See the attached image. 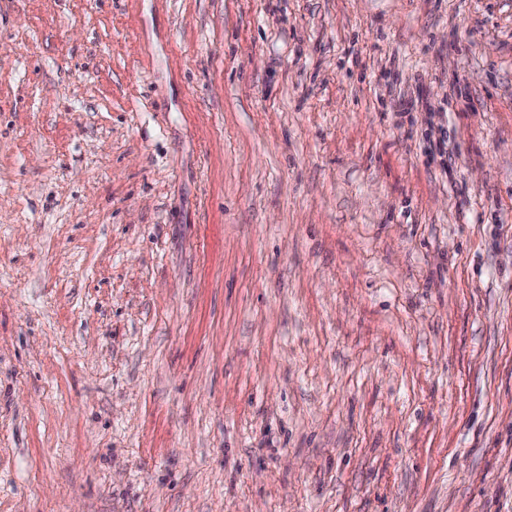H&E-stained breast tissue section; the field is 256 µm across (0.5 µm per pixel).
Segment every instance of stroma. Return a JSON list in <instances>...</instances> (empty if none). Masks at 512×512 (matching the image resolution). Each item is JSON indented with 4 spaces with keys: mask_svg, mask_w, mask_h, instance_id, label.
Here are the masks:
<instances>
[{
    "mask_svg": "<svg viewBox=\"0 0 512 512\" xmlns=\"http://www.w3.org/2000/svg\"><path fill=\"white\" fill-rule=\"evenodd\" d=\"M0 512H512V0H0Z\"/></svg>",
    "mask_w": 512,
    "mask_h": 512,
    "instance_id": "obj_1",
    "label": "stroma"
}]
</instances>
